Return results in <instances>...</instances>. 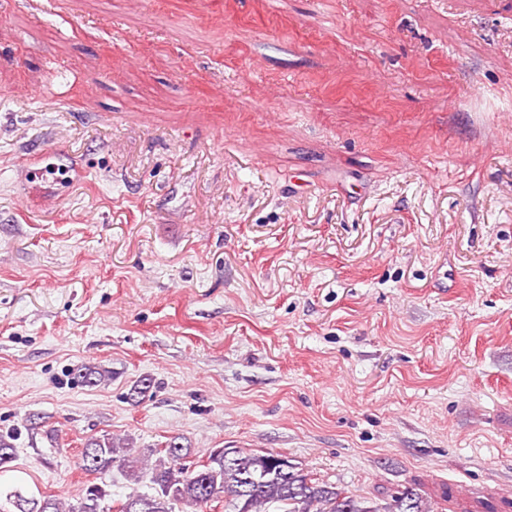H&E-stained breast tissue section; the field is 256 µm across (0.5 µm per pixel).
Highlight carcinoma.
<instances>
[{"label": "carcinoma", "mask_w": 512, "mask_h": 512, "mask_svg": "<svg viewBox=\"0 0 512 512\" xmlns=\"http://www.w3.org/2000/svg\"><path fill=\"white\" fill-rule=\"evenodd\" d=\"M106 377L108 371L95 367L77 373L78 381L88 387ZM34 424V418L28 417L22 427L32 429ZM20 428L0 433V477L14 471ZM156 454L153 460L140 456L124 439L90 437L80 453L79 467L100 474L115 467L132 481L150 473L154 493L128 495L121 512H174L178 505L208 512L215 501L224 503V512H429L412 488L400 491L381 510L368 507L362 498L339 492L293 465L287 467L280 455L269 452L214 448L203 463L185 465L182 460L190 449L172 437ZM108 495L105 485L93 483L86 487L79 506L66 508L55 498L36 496L15 476L0 484V512H98L99 501Z\"/></svg>", "instance_id": "cac0c4a2"}]
</instances>
